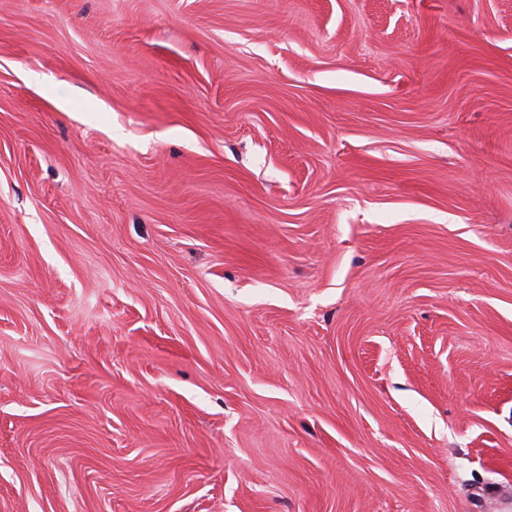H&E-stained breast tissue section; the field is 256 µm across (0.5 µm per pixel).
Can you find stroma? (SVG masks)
<instances>
[{
	"instance_id": "obj_1",
	"label": "stroma",
	"mask_w": 512,
	"mask_h": 512,
	"mask_svg": "<svg viewBox=\"0 0 512 512\" xmlns=\"http://www.w3.org/2000/svg\"><path fill=\"white\" fill-rule=\"evenodd\" d=\"M0 512H512V0H0Z\"/></svg>"
}]
</instances>
